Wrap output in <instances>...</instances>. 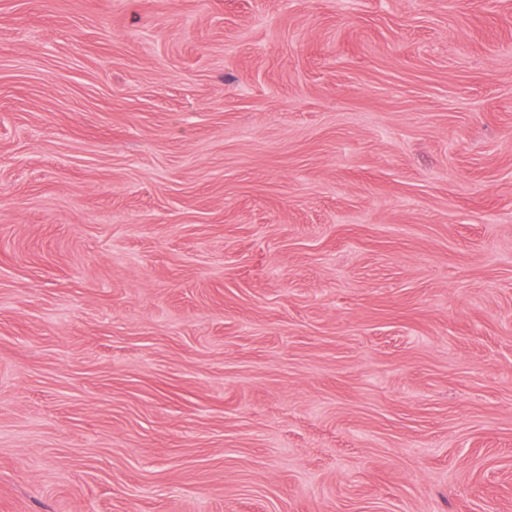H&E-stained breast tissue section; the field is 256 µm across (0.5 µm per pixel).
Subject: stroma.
Returning a JSON list of instances; mask_svg holds the SVG:
<instances>
[{
    "label": "stroma",
    "instance_id": "35a3bbf8",
    "mask_svg": "<svg viewBox=\"0 0 512 512\" xmlns=\"http://www.w3.org/2000/svg\"><path fill=\"white\" fill-rule=\"evenodd\" d=\"M0 512H512V0H0Z\"/></svg>",
    "mask_w": 512,
    "mask_h": 512
}]
</instances>
